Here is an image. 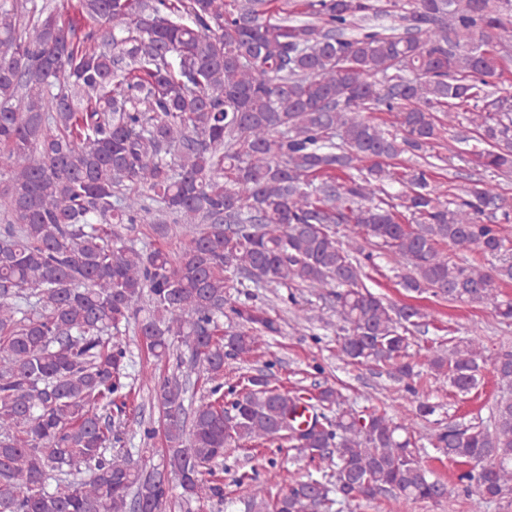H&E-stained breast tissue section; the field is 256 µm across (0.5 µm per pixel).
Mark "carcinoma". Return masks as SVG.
I'll return each mask as SVG.
<instances>
[{
	"label": "carcinoma",
	"instance_id": "carcinoma-1",
	"mask_svg": "<svg viewBox=\"0 0 512 512\" xmlns=\"http://www.w3.org/2000/svg\"><path fill=\"white\" fill-rule=\"evenodd\" d=\"M380 2L0 0V512H164L175 487L202 512L224 502V450L275 439L333 473L293 480L273 512H323L332 493L448 494L407 426L342 408L332 385L304 399L267 375L221 382L226 361L279 333L229 291V272L311 289L341 322L340 359L417 392L410 335L425 313L365 286L364 242L390 250L406 291L490 304L512 322L499 290L512 283L501 228L512 197L481 181L444 191L429 161L392 167L425 158L441 112L450 127L474 126L482 167L512 173V93L493 91L512 0ZM391 8L400 26L375 24ZM370 112L395 114L397 129ZM147 220L163 234L182 226L177 257L125 242L121 226ZM441 244L490 267L451 260ZM226 314L236 326L224 328ZM131 324L156 361L179 342L214 382L188 410V376L163 379L167 448L149 469L108 453L131 397ZM485 364L468 338L429 359L461 394ZM492 371L487 420L450 423L435 443L486 502L512 493V351ZM300 408L312 412L304 429Z\"/></svg>",
	"mask_w": 512,
	"mask_h": 512
}]
</instances>
